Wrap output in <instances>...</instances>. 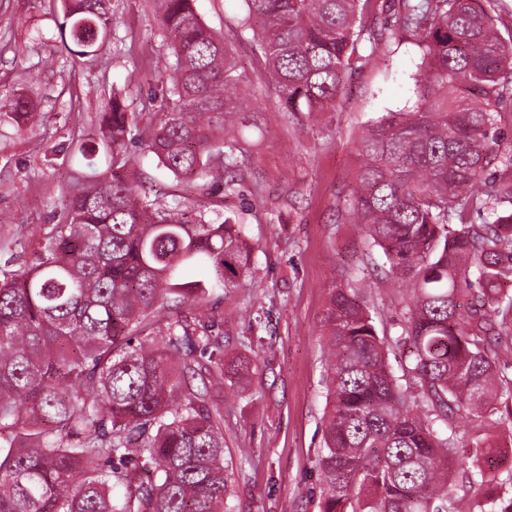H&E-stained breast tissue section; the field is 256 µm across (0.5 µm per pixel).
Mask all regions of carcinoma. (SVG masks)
Returning a JSON list of instances; mask_svg holds the SVG:
<instances>
[{
	"label": "carcinoma",
	"mask_w": 512,
	"mask_h": 512,
	"mask_svg": "<svg viewBox=\"0 0 512 512\" xmlns=\"http://www.w3.org/2000/svg\"><path fill=\"white\" fill-rule=\"evenodd\" d=\"M79 54H95L112 22L109 0H60ZM175 61L167 101L139 141L177 178L238 179L224 139L244 123L249 86L224 39L193 0H162ZM368 0H244L284 112L335 107ZM400 27L421 49L412 105L382 115L360 143L364 163L347 212L368 227L392 277L412 285L407 339L416 387L402 388L359 293H327L329 410L320 459V512H512L495 449H459L458 413L497 423L499 349L512 343V153L497 117L512 110V36L484 0H400ZM33 112L21 97L0 118ZM132 120L112 97L92 140L112 165L66 190L62 223L36 262L0 268V512H229L232 470L220 409L193 389L190 347L224 368L223 336L206 312L168 322L157 347L139 339L149 311L203 301L177 270L206 259L224 288L252 282L240 225L190 218L179 200L150 199L127 174ZM500 171L488 173L492 162ZM455 229L445 228L450 220ZM469 485L458 494L453 455Z\"/></svg>",
	"instance_id": "cac0c4a2"
}]
</instances>
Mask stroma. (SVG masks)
<instances>
[{
    "label": "stroma",
    "mask_w": 512,
    "mask_h": 512,
    "mask_svg": "<svg viewBox=\"0 0 512 512\" xmlns=\"http://www.w3.org/2000/svg\"><path fill=\"white\" fill-rule=\"evenodd\" d=\"M202 21L226 38L252 89L243 125L230 131L237 150L234 193L176 179L144 146L130 150L131 177L142 192L178 197L206 219L229 217L253 247V285L215 288L207 310L223 329L225 359L250 361L241 385L210 392L224 417L233 464L231 512H319L327 365L323 319L332 285L360 292L389 367L412 386L406 341L410 303L394 283L365 225L345 213L363 161L358 143L383 114L412 104L421 54L397 24V0H370L362 29L378 46L358 44L359 60L341 84L334 109L288 114L250 32L243 0H193ZM112 26L93 56L73 53L61 34L59 0H0V99L21 96L35 108L21 125L0 122V256L34 260L42 238L62 223L65 191L85 159L87 133L113 96L138 124L165 103L159 78L173 61L160 0H110Z\"/></svg>",
    "instance_id": "stroma-1"
}]
</instances>
